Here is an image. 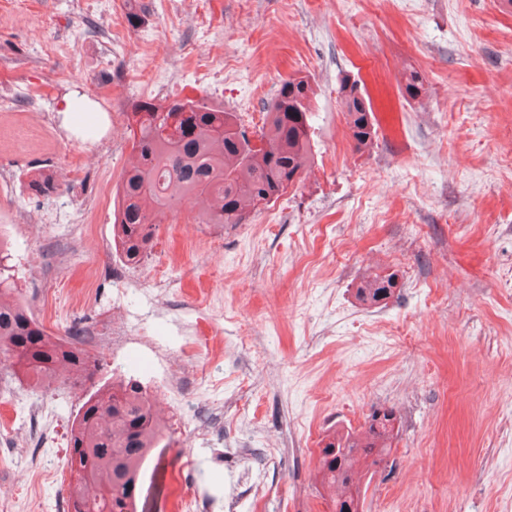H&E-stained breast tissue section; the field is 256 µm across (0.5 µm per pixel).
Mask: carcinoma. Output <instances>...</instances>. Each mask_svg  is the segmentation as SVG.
<instances>
[{
    "label": "carcinoma",
    "instance_id": "obj_1",
    "mask_svg": "<svg viewBox=\"0 0 512 512\" xmlns=\"http://www.w3.org/2000/svg\"><path fill=\"white\" fill-rule=\"evenodd\" d=\"M344 118L358 150L372 145L376 130L370 101L358 84L343 81ZM314 91L306 78L282 81L268 104L267 122L257 132L258 147L233 112L192 100L165 105L144 101L134 107L132 152L116 193L115 226L126 262L138 264L153 247L159 219L178 201L210 199L215 207L206 224H242L300 181L308 158V117ZM188 110L177 132L161 136L171 113ZM397 288L394 273L368 275L356 289L368 307L389 299ZM15 288L0 272V371L49 388L65 368L77 378L93 375L92 357L76 338L50 336L14 297ZM162 425L150 394L135 379L122 380L89 394L75 415L67 466L70 512H138V481ZM394 430L369 417L362 432L328 438L320 449L319 483L334 491L333 512H362V487L355 471L378 465L391 451Z\"/></svg>",
    "mask_w": 512,
    "mask_h": 512
}]
</instances>
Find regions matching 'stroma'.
Listing matches in <instances>:
<instances>
[{
	"label": "stroma",
	"instance_id": "35a3bbf8",
	"mask_svg": "<svg viewBox=\"0 0 512 512\" xmlns=\"http://www.w3.org/2000/svg\"><path fill=\"white\" fill-rule=\"evenodd\" d=\"M0 0V239L54 336L123 329L92 380L0 393V512H68L87 391L137 379L167 429L150 512H330L318 448L394 409L363 512H512V7L501 0ZM423 81L404 93L410 73ZM308 78L303 179L244 224L181 202L141 264L115 243L135 103L194 99L259 129ZM380 127L356 149L340 84ZM73 95L81 111L60 105ZM59 186L36 193L35 179ZM396 273L385 304L362 277Z\"/></svg>",
	"mask_w": 512,
	"mask_h": 512
}]
</instances>
